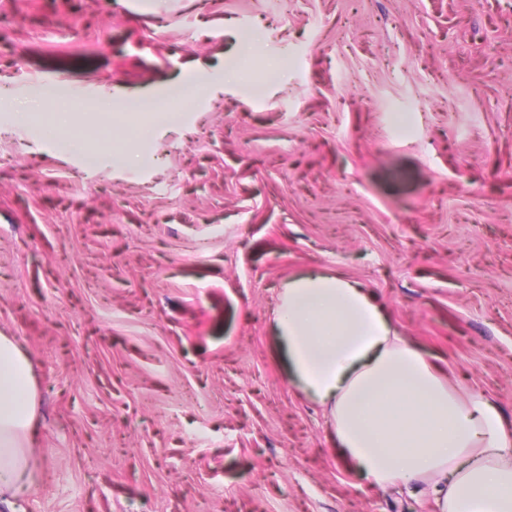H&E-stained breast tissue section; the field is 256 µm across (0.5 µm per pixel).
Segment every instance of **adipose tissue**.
I'll return each mask as SVG.
<instances>
[{"mask_svg":"<svg viewBox=\"0 0 512 512\" xmlns=\"http://www.w3.org/2000/svg\"><path fill=\"white\" fill-rule=\"evenodd\" d=\"M290 382L321 404L336 446L380 489L428 488L437 512H512V425L461 396L397 335L370 291L342 275L288 281L277 310ZM37 390L27 355L0 336V500L35 483Z\"/></svg>","mask_w":512,"mask_h":512,"instance_id":"ef3b65f1","label":"adipose tissue"}]
</instances>
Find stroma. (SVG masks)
I'll return each instance as SVG.
<instances>
[{"instance_id":"obj_1","label":"stroma","mask_w":512,"mask_h":512,"mask_svg":"<svg viewBox=\"0 0 512 512\" xmlns=\"http://www.w3.org/2000/svg\"><path fill=\"white\" fill-rule=\"evenodd\" d=\"M309 271L512 422V0H0V334L39 401L0 512H433L290 383Z\"/></svg>"}]
</instances>
